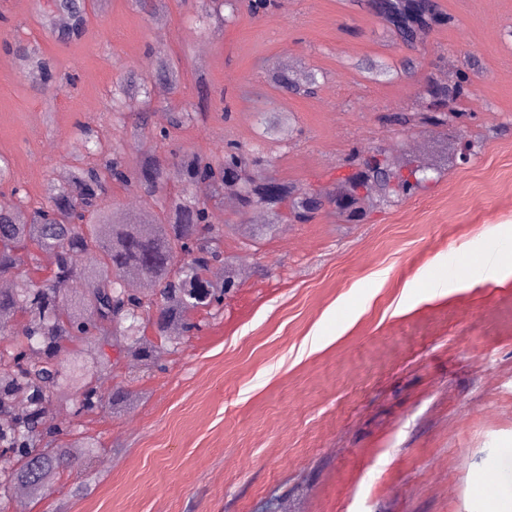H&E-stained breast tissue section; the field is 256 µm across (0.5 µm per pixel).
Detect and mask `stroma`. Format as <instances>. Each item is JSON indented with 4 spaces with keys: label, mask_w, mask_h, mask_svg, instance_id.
I'll return each mask as SVG.
<instances>
[{
    "label": "stroma",
    "mask_w": 512,
    "mask_h": 512,
    "mask_svg": "<svg viewBox=\"0 0 512 512\" xmlns=\"http://www.w3.org/2000/svg\"><path fill=\"white\" fill-rule=\"evenodd\" d=\"M439 4L452 24L410 50L349 0H275L226 26L199 0H166L160 14L99 0L66 44L45 35L31 0H0V197L18 186L39 205L61 157L87 161L86 127L135 156L112 90L161 55L182 69L159 103L206 112L155 142L167 159L256 145L282 182L318 189L361 151L436 163L458 139L475 143L360 223L326 209L254 242L237 230L249 215L215 210L225 257L246 267L238 287L195 314L200 330L153 371L110 350L101 390L133 400L65 423V441L97 447L27 512H490L498 487L512 489V274L468 269L488 243L512 252V0ZM20 41L65 80L53 105L27 56L4 48ZM285 55L322 73L316 94L269 80ZM374 62L396 75L372 80ZM452 71L470 80L462 119L393 122L425 111L426 82ZM266 112L289 117L279 138L263 137Z\"/></svg>",
    "instance_id": "35a3bbf8"
}]
</instances>
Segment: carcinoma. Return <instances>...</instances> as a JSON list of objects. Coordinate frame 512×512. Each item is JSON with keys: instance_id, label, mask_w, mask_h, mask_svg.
Listing matches in <instances>:
<instances>
[{"instance_id": "carcinoma-1", "label": "carcinoma", "mask_w": 512, "mask_h": 512, "mask_svg": "<svg viewBox=\"0 0 512 512\" xmlns=\"http://www.w3.org/2000/svg\"><path fill=\"white\" fill-rule=\"evenodd\" d=\"M222 24L237 20L241 0H204ZM92 0H54L41 12L44 22L60 19L50 28L66 43L85 31ZM376 15L395 40L406 46L451 23L438 0H379ZM179 62L161 58L155 74L178 90ZM272 82L292 94L311 95L319 87L315 70L280 69ZM151 78L130 73L112 90V110L135 112L136 131L146 135L150 103L136 109L147 96ZM427 94L433 109L415 116L399 114L393 121L408 125L417 120L435 127L448 125L465 113L459 104L469 96L463 75L432 83ZM200 116L184 110L170 113V128L151 132L165 140L175 129ZM204 156L181 151L173 162L148 151L132 162L114 149L100 150L99 159L70 164L48 183L44 204L29 210L23 200L0 210V279L12 288L0 292V452L17 455V466L0 475V487L12 484L30 496L49 489L50 480L74 462L62 442L44 446L46 435L60 428L46 427L51 409L67 417L96 409H113L132 398L124 390L102 395L93 381L112 368L105 348L118 346L123 357L139 367L155 366L161 356L148 334L163 338L168 348L197 328L190 314L219 306L224 293L235 286L237 273L224 258V226L211 223L209 203L224 199V188L237 191L241 212L258 208L271 216L269 224H241L238 230L251 240L273 232L287 218L305 223L326 205L350 222L365 220L376 208L422 188L420 166L388 151L360 153L354 170L338 178L328 191L300 189L280 182L267 168L264 156L244 145ZM175 179L179 190L164 193ZM115 183L133 189L142 213L124 220L110 209L108 191ZM209 189V200L196 197L198 185ZM50 251L54 266L41 281L22 263L23 254ZM215 264L224 266V279L209 275ZM96 338L98 349L83 353L77 342Z\"/></svg>"}]
</instances>
